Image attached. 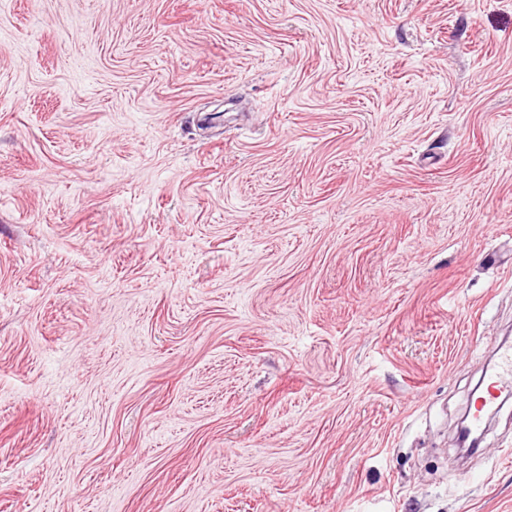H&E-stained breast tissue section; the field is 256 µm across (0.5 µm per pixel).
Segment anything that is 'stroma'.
Here are the masks:
<instances>
[{"instance_id":"1","label":"stroma","mask_w":512,"mask_h":512,"mask_svg":"<svg viewBox=\"0 0 512 512\" xmlns=\"http://www.w3.org/2000/svg\"><path fill=\"white\" fill-rule=\"evenodd\" d=\"M512 0H0V512H512ZM512 394V347L502 349L494 363L493 370L487 375L483 395L474 404L470 424L474 431H480L484 418L492 412L499 399Z\"/></svg>"}]
</instances>
